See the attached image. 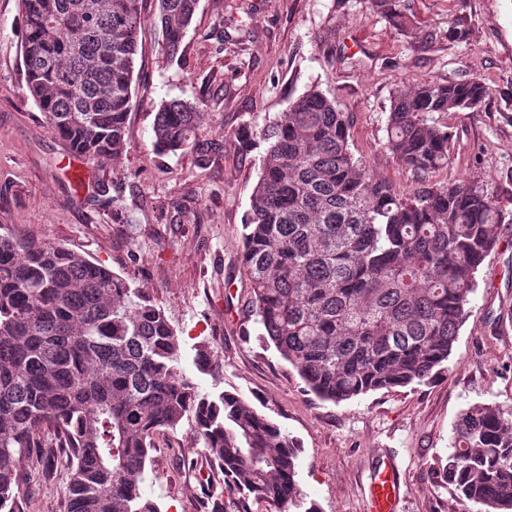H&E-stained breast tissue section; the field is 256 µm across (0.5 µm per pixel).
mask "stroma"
Instances as JSON below:
<instances>
[{"label":"stroma","instance_id":"obj_1","mask_svg":"<svg viewBox=\"0 0 512 512\" xmlns=\"http://www.w3.org/2000/svg\"><path fill=\"white\" fill-rule=\"evenodd\" d=\"M408 27L373 0H200L177 55L146 23L132 84L127 144L96 163L55 136L24 92L19 0H0V230L77 251L146 289L180 341L179 368L199 393L238 394L300 444L303 503L291 512H367L370 474L394 458L403 482L399 512H476L433 471L454 424L474 404L512 414V223L479 272L445 372L433 382L383 389L339 404L307 391L297 371L262 342L249 317L239 267L241 226L259 176L257 152L234 133L263 124L316 85L350 124L355 156L401 191L413 173L385 150L390 99L403 84L478 78L490 95L449 114L447 166L431 180L475 179L492 187L512 175V0H395ZM199 103L212 144L206 158L154 151L157 106ZM210 345L218 365L197 363ZM64 457H29L15 512H64ZM236 494L208 458L191 420L154 439L143 485L161 512H207L205 488Z\"/></svg>","mask_w":512,"mask_h":512}]
</instances>
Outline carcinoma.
<instances>
[{
  "label": "carcinoma",
  "mask_w": 512,
  "mask_h": 512,
  "mask_svg": "<svg viewBox=\"0 0 512 512\" xmlns=\"http://www.w3.org/2000/svg\"><path fill=\"white\" fill-rule=\"evenodd\" d=\"M142 2L21 0L26 95L90 161L126 145ZM197 8L156 0L170 55ZM488 95L479 79L396 91L385 148L416 174L408 193L355 157L347 116L315 86L235 133L264 145L241 257L254 323L318 398L424 383L448 361L506 212L484 183L429 174L448 165L445 117ZM204 142L197 104H159L156 150L203 158ZM179 357L147 291L74 250L0 234V512H14L33 448L46 463L56 448L69 457L65 512H160L143 495L146 462L155 434L186 417L230 491L289 512L304 498L298 442L236 394H200ZM435 470L478 512H512V417L468 407Z\"/></svg>",
  "instance_id": "cac0c4a2"
}]
</instances>
